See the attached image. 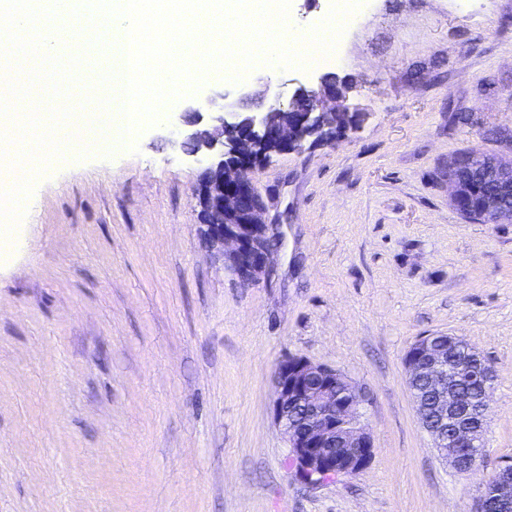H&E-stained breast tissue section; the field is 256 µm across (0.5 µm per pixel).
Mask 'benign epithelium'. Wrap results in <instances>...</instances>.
<instances>
[{
	"label": "benign epithelium",
	"mask_w": 512,
	"mask_h": 512,
	"mask_svg": "<svg viewBox=\"0 0 512 512\" xmlns=\"http://www.w3.org/2000/svg\"><path fill=\"white\" fill-rule=\"evenodd\" d=\"M352 84L326 74L314 87L300 86L284 102L270 90L262 112H227L207 97L192 114L166 117L172 144L201 165L198 206L207 248L219 254L245 284H256L273 258L276 225L256 174L272 157L306 145L331 143L357 129L347 105ZM453 204L486 224L512 223V161L471 150L448 162ZM465 341L453 334L423 336L403 362L418 422L439 459L458 473L483 462L493 370L481 356L469 372L485 392L479 421H468L472 405L451 389L448 353ZM274 424L287 442L303 481L319 484L338 474H356L372 456L361 390L334 367L288 356L274 373ZM478 512H512V464L499 465L482 487Z\"/></svg>",
	"instance_id": "obj_1"
}]
</instances>
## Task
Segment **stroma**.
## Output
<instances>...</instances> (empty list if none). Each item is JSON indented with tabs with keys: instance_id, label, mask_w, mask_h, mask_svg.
<instances>
[{
	"instance_id": "1",
	"label": "stroma",
	"mask_w": 512,
	"mask_h": 512,
	"mask_svg": "<svg viewBox=\"0 0 512 512\" xmlns=\"http://www.w3.org/2000/svg\"><path fill=\"white\" fill-rule=\"evenodd\" d=\"M330 71L362 126L259 173L280 243L243 285L202 242L199 166L163 124L112 151L37 163L0 255V512H477L512 461V223L467 220L448 161L512 159V0H371ZM320 71L217 75L265 109ZM463 337L495 372L485 458L443 464L403 358ZM335 367L365 397L368 465L314 486L273 420L280 360Z\"/></svg>"
}]
</instances>
